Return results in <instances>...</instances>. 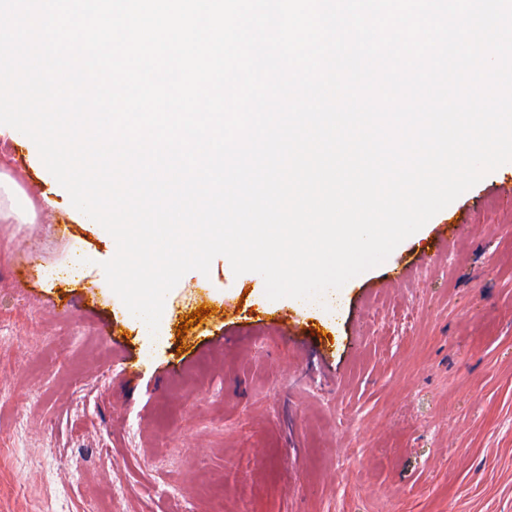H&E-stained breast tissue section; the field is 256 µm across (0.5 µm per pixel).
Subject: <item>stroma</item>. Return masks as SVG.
<instances>
[{
    "label": "stroma",
    "instance_id": "35a3bbf8",
    "mask_svg": "<svg viewBox=\"0 0 512 512\" xmlns=\"http://www.w3.org/2000/svg\"><path fill=\"white\" fill-rule=\"evenodd\" d=\"M0 173L37 214L0 221V512H512V165L305 308L215 257L167 294L157 340L30 138L0 133ZM448 222L467 230L417 262ZM203 305L223 312L177 338ZM282 315L305 350L266 329Z\"/></svg>",
    "mask_w": 512,
    "mask_h": 512
}]
</instances>
